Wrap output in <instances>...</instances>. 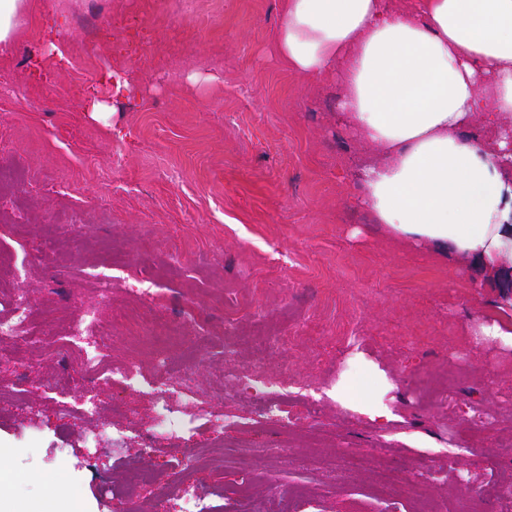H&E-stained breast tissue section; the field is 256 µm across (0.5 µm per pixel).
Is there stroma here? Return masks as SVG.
<instances>
[{
    "instance_id": "35a3bbf8",
    "label": "stroma",
    "mask_w": 512,
    "mask_h": 512,
    "mask_svg": "<svg viewBox=\"0 0 512 512\" xmlns=\"http://www.w3.org/2000/svg\"><path fill=\"white\" fill-rule=\"evenodd\" d=\"M42 2L0 55V318L29 304L24 340L0 342V472L19 477L0 512H119L145 470L141 504L164 487L168 512L187 490L201 512H512V349L473 336L495 293L355 207L369 150L335 79L277 58L279 0ZM89 307L91 372L67 342ZM257 362L300 418L267 423L224 377ZM341 380L382 389L393 420L336 402ZM162 381L191 430L150 442Z\"/></svg>"
}]
</instances>
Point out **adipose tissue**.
Segmentation results:
<instances>
[{"label":"adipose tissue","mask_w":512,"mask_h":512,"mask_svg":"<svg viewBox=\"0 0 512 512\" xmlns=\"http://www.w3.org/2000/svg\"><path fill=\"white\" fill-rule=\"evenodd\" d=\"M273 49L304 79L335 78L341 120L373 150L363 207L399 243L476 288L512 269V0H280ZM30 0H0V53ZM481 125L485 141L467 139Z\"/></svg>","instance_id":"ef3b65f1"}]
</instances>
